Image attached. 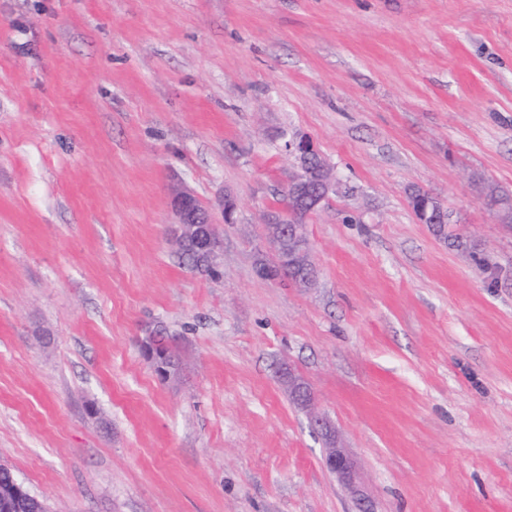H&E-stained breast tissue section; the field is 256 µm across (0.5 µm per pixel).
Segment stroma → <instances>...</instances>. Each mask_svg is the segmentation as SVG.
<instances>
[{
	"label": "stroma",
	"instance_id": "1",
	"mask_svg": "<svg viewBox=\"0 0 512 512\" xmlns=\"http://www.w3.org/2000/svg\"><path fill=\"white\" fill-rule=\"evenodd\" d=\"M295 137L337 180L310 288L257 273ZM180 191L219 277L178 256ZM492 192L512 198V0H0V465L49 512H512ZM172 211L175 217L173 235L178 247L184 240L193 239L197 254L203 260L217 265L223 251V242L211 225L215 223L211 211L200 209L195 196L188 192H182L173 198ZM195 250L192 246H186L179 253L183 262L202 275H217V268L198 262ZM325 454L326 467L336 475L340 483L357 490L358 472L356 464L344 448L330 446Z\"/></svg>",
	"mask_w": 512,
	"mask_h": 512
}]
</instances>
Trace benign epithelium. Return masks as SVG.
<instances>
[{
	"label": "benign epithelium",
	"instance_id": "benign-epithelium-1",
	"mask_svg": "<svg viewBox=\"0 0 512 512\" xmlns=\"http://www.w3.org/2000/svg\"><path fill=\"white\" fill-rule=\"evenodd\" d=\"M285 150L298 158L300 171L291 182L293 197L288 209L271 211L267 216V223L278 224L282 228L288 227L283 234V239L288 242V253L277 250L279 263L288 271L290 282L307 286L313 282V278L305 275V271L314 265V262L309 245L304 241L300 220L322 207L330 195L336 192V185L324 164H319L318 178L315 177V172L309 169L310 159L316 154L310 141H287ZM172 211L175 217L173 235L176 243L194 240L197 254L203 260L217 264L223 251V242L213 230L214 219L211 211L199 208L195 196L188 192H182L173 198ZM288 384L292 397L306 406L310 405L311 391L304 383L290 373ZM325 461L326 467L336 475L340 483L352 490L357 489L356 464L345 449H327ZM29 498L30 492L16 481L0 485V501L6 508H13Z\"/></svg>",
	"mask_w": 512,
	"mask_h": 512
}]
</instances>
